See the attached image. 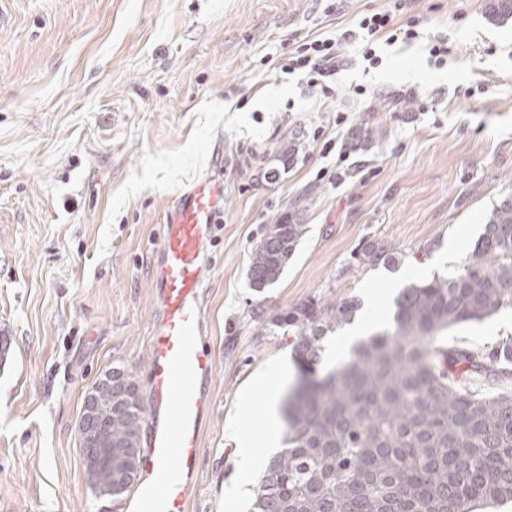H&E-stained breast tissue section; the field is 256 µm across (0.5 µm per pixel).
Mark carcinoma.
I'll use <instances>...</instances> for the list:
<instances>
[{
  "instance_id": "cac0c4a2",
  "label": "carcinoma",
  "mask_w": 512,
  "mask_h": 512,
  "mask_svg": "<svg viewBox=\"0 0 512 512\" xmlns=\"http://www.w3.org/2000/svg\"><path fill=\"white\" fill-rule=\"evenodd\" d=\"M489 18H512V0H490ZM297 210L279 216L253 247L251 287L281 277L307 232ZM359 265L395 268L398 251L368 241ZM512 305V200L484 218L472 254L451 277L407 284L390 328L353 349L352 358L289 400L285 448L259 479L252 512H473L476 503L512 500V393L481 397L470 381L512 378V342L485 354L438 345L455 324ZM353 297H317L272 317L270 330L292 338L296 357L321 363L323 339L353 322ZM112 410V448L124 450L112 498L135 483L147 407L136 375L112 369V388L97 390Z\"/></svg>"
}]
</instances>
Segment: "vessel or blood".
I'll list each match as a JSON object with an SVG mask.
<instances>
[{
  "label": "vessel or blood",
  "instance_id": "1",
  "mask_svg": "<svg viewBox=\"0 0 512 512\" xmlns=\"http://www.w3.org/2000/svg\"><path fill=\"white\" fill-rule=\"evenodd\" d=\"M224 221V184L210 177L183 194L163 226L154 266L160 319L152 330L148 371V443L135 499L120 512H188L203 419L213 406V359L200 342L204 249Z\"/></svg>",
  "mask_w": 512,
  "mask_h": 512
}]
</instances>
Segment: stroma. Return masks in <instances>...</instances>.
I'll list each match as a JSON object with an SVG mask.
<instances>
[{"mask_svg": "<svg viewBox=\"0 0 512 512\" xmlns=\"http://www.w3.org/2000/svg\"><path fill=\"white\" fill-rule=\"evenodd\" d=\"M388 0H0V512H114L86 478L78 430L86 394L114 367L148 383L159 317L150 269L176 198L209 175L224 223L206 247L203 290L213 408L188 512H249L228 425L258 435L259 370L301 364L278 311L309 299H373L384 318L412 280L457 273V233L478 238L512 198V18L489 0H406L409 43L381 45L365 70L356 46L324 98L278 62L352 28ZM448 41L442 65L432 38ZM411 106H404L402 98ZM344 124H337V116ZM358 170L336 184L335 157ZM295 153L269 178L284 144ZM311 194L307 232L279 281L255 291L249 256L266 224ZM374 240L396 271L360 266ZM512 307L445 330L446 347L483 353L512 338ZM358 265L376 266L382 264L386 268L398 267L402 261V255L394 249H387L375 241H368L359 247L355 254Z\"/></svg>", "mask_w": 512, "mask_h": 512, "instance_id": "stroma-1", "label": "stroma"}]
</instances>
